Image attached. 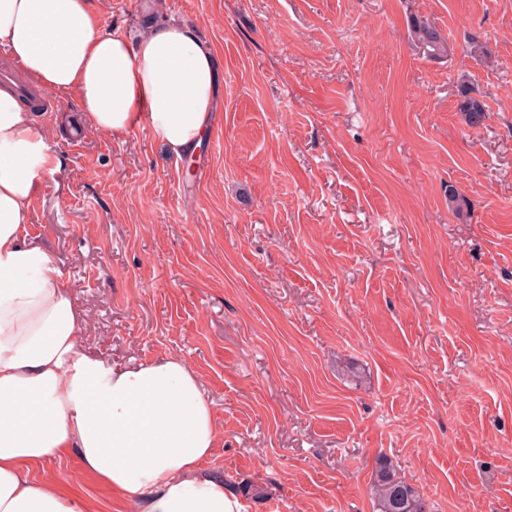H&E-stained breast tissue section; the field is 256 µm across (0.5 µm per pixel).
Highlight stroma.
Segmentation results:
<instances>
[{
	"instance_id": "stroma-1",
	"label": "stroma",
	"mask_w": 512,
	"mask_h": 512,
	"mask_svg": "<svg viewBox=\"0 0 512 512\" xmlns=\"http://www.w3.org/2000/svg\"><path fill=\"white\" fill-rule=\"evenodd\" d=\"M91 2L102 30L144 21L143 0ZM156 10L213 46L221 99L188 177L147 127L102 134L53 98L60 165L25 231L86 313L82 346L183 357L215 413L205 469L248 512H377L382 456L424 512H512V0ZM414 14L451 57L412 43ZM50 475L94 512H139L77 454L31 472ZM459 97L458 112H461L469 125H482L484 120L488 119L487 104L482 98L474 95L473 90L465 82L460 84Z\"/></svg>"
}]
</instances>
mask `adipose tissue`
<instances>
[{"label": "adipose tissue", "mask_w": 512, "mask_h": 512, "mask_svg": "<svg viewBox=\"0 0 512 512\" xmlns=\"http://www.w3.org/2000/svg\"><path fill=\"white\" fill-rule=\"evenodd\" d=\"M0 44L22 71L77 97L95 130L148 127L170 154L201 145L222 80L194 27L102 32L90 0H0ZM39 113L0 87V512H92L31 467L77 452L85 470L140 512H244L204 473L212 405L179 356L109 366L86 352L84 310L24 224L45 170Z\"/></svg>", "instance_id": "obj_1"}]
</instances>
